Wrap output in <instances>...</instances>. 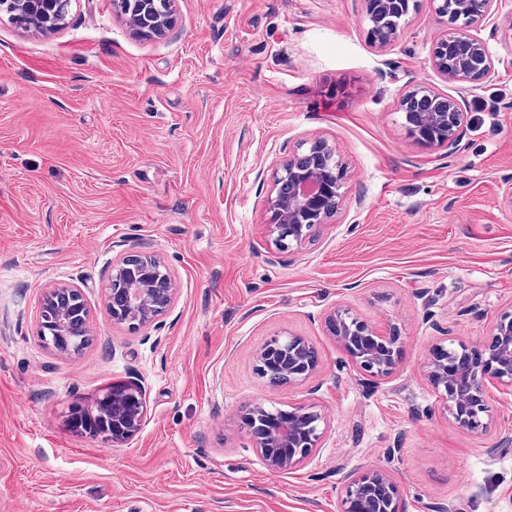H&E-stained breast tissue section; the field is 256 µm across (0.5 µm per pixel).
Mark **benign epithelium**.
<instances>
[{
    "instance_id": "obj_1",
    "label": "benign epithelium",
    "mask_w": 512,
    "mask_h": 512,
    "mask_svg": "<svg viewBox=\"0 0 512 512\" xmlns=\"http://www.w3.org/2000/svg\"><path fill=\"white\" fill-rule=\"evenodd\" d=\"M142 3L141 33L161 35L172 21L174 0H112L116 10L126 13ZM502 0H430L435 15L445 24L431 51L436 75L459 89L458 95L442 93L428 82H420L399 101L405 114V129L419 146L453 154L462 149L465 126L464 92L493 79L495 64L488 39L482 31L497 30L496 17ZM70 0H0V13L23 29L51 31L61 25ZM368 36L380 51L391 48L402 32L409 0H365ZM347 168L323 139L310 141L302 154L283 161L273 175L267 199L270 219L267 231L277 249L302 244L318 226L335 216L344 197ZM154 256L131 245L113 266L112 277L124 282L106 294L112 320L132 328L152 324L166 313L174 299L175 282L167 270L149 267ZM58 308V317L44 321L42 334L51 337L50 348L61 355L72 354L73 311L84 312L81 289L57 285L45 291L43 304ZM329 335L347 353L362 376L390 375L399 360L397 338L379 332L342 309L326 316ZM259 371L272 385L303 381L318 367L316 352L299 336H275L258 356ZM427 377L443 397L457 426L469 433L486 428L485 393L490 385L512 387V312L505 311L493 325L489 342L463 346L461 351L439 348L428 363ZM96 415L107 421L96 437L114 445L128 444L141 430L146 415L145 389L137 382L112 384L97 407ZM257 453L273 472L300 465L319 447L322 414L312 404H295L271 412L261 403L246 406L240 415ZM342 512H400L396 484L380 469L353 472L347 477Z\"/></svg>"
}]
</instances>
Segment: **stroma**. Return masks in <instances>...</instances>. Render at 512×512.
<instances>
[{
    "mask_svg": "<svg viewBox=\"0 0 512 512\" xmlns=\"http://www.w3.org/2000/svg\"><path fill=\"white\" fill-rule=\"evenodd\" d=\"M164 36L112 0H72L56 32L0 16V512H340L350 472L381 469L402 512H512V391L488 387L484 432L461 430L424 370L439 345L486 343L512 309V28L496 76L466 93L459 152L409 139L403 92H442L428 0L392 51L369 43L364 0H175ZM321 138L348 176L335 217L277 250L267 198L279 161ZM128 240L176 294L160 344L104 302ZM80 288L92 342L42 347L44 291ZM340 307L401 348L360 379L329 336ZM275 336L317 352L308 379L269 386ZM141 381L135 440L71 430L73 405ZM315 404L318 448L268 469L243 406Z\"/></svg>",
    "mask_w": 512,
    "mask_h": 512,
    "instance_id": "stroma-1",
    "label": "stroma"
}]
</instances>
